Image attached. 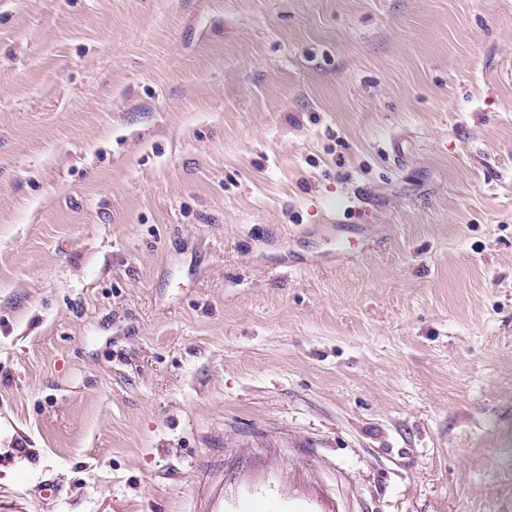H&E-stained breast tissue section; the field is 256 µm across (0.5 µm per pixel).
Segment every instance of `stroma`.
Returning <instances> with one entry per match:
<instances>
[{
    "instance_id": "1",
    "label": "stroma",
    "mask_w": 512,
    "mask_h": 512,
    "mask_svg": "<svg viewBox=\"0 0 512 512\" xmlns=\"http://www.w3.org/2000/svg\"><path fill=\"white\" fill-rule=\"evenodd\" d=\"M509 69L512 0H0V512H512Z\"/></svg>"
}]
</instances>
